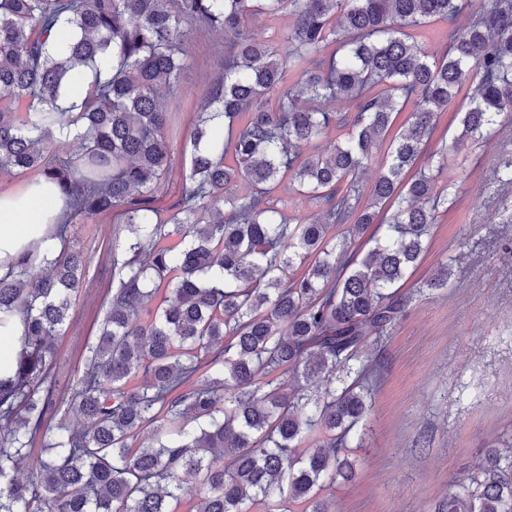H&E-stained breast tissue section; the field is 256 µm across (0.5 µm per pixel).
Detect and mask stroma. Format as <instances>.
Returning <instances> with one entry per match:
<instances>
[{
	"label": "stroma",
	"instance_id": "1",
	"mask_svg": "<svg viewBox=\"0 0 512 512\" xmlns=\"http://www.w3.org/2000/svg\"><path fill=\"white\" fill-rule=\"evenodd\" d=\"M188 63L172 109L189 135L209 83L224 69V35L192 31ZM457 103L436 117L433 146L449 173L436 174L456 201L439 216L430 246L401 288L407 305L381 348L382 373L361 447L349 449L357 478L323 493L331 512H431L454 480L467 477L484 449L512 444V125L490 143L459 140ZM127 233L109 214L71 228V243L90 260L86 282L57 341L54 373L67 397L104 316L112 249ZM447 287L417 292L446 259Z\"/></svg>",
	"mask_w": 512,
	"mask_h": 512
}]
</instances>
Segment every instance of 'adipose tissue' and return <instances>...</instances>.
Segmentation results:
<instances>
[{"mask_svg":"<svg viewBox=\"0 0 512 512\" xmlns=\"http://www.w3.org/2000/svg\"><path fill=\"white\" fill-rule=\"evenodd\" d=\"M65 203L57 187L37 177L17 190L0 192V258L23 243L41 238L58 223Z\"/></svg>","mask_w":512,"mask_h":512,"instance_id":"adipose-tissue-1","label":"adipose tissue"}]
</instances>
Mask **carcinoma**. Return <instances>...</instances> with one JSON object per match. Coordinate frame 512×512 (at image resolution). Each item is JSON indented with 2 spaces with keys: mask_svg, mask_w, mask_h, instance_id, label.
I'll list each match as a JSON object with an SVG mask.
<instances>
[{
  "mask_svg": "<svg viewBox=\"0 0 512 512\" xmlns=\"http://www.w3.org/2000/svg\"><path fill=\"white\" fill-rule=\"evenodd\" d=\"M462 0H0V172L36 171L69 203L63 224L0 262V512H329L321 492L356 477L344 449L364 429L378 367L365 357L406 306L448 193L415 171L435 117L471 76L460 136L489 143L512 117V0H479L449 49L409 30L453 23ZM285 14L281 43L249 22ZM195 26L224 31V72L197 115L169 213L166 97ZM355 102L352 119L317 99ZM409 112L407 127L394 128ZM344 140L319 151L333 121ZM81 141L60 156L62 136ZM388 142L364 193L361 175ZM320 209L286 218L284 179ZM245 183L246 194L232 187ZM115 212L112 290L58 417L56 341L88 266L70 227ZM347 226L364 251L336 242ZM453 259L427 289L448 287ZM144 376L143 384L136 383ZM150 429L154 443L137 442ZM316 436L313 447L302 448ZM40 447H35V444ZM199 485L194 498L185 485ZM437 512H512V448L485 450ZM448 32V24L443 22L426 24L409 31L415 37L416 42L422 45L429 52L441 54L447 45L445 32Z\"/></svg>",
  "mask_w": 512,
  "mask_h": 512,
  "instance_id": "obj_1",
  "label": "carcinoma"
}]
</instances>
